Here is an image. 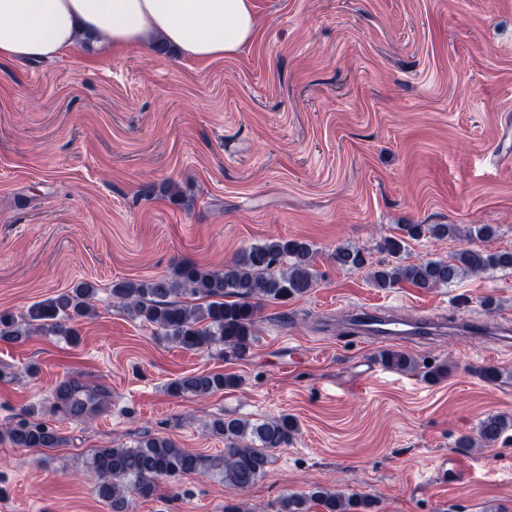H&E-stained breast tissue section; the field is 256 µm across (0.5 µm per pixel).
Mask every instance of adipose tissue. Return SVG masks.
I'll list each match as a JSON object with an SVG mask.
<instances>
[{
	"label": "adipose tissue",
	"mask_w": 512,
	"mask_h": 512,
	"mask_svg": "<svg viewBox=\"0 0 512 512\" xmlns=\"http://www.w3.org/2000/svg\"><path fill=\"white\" fill-rule=\"evenodd\" d=\"M255 35L250 0H0V60H45L160 38L179 57L219 60Z\"/></svg>",
	"instance_id": "obj_1"
}]
</instances>
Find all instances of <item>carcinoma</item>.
<instances>
[{
	"mask_svg": "<svg viewBox=\"0 0 512 512\" xmlns=\"http://www.w3.org/2000/svg\"><path fill=\"white\" fill-rule=\"evenodd\" d=\"M399 234L382 240L379 250L391 262L373 268V287L389 290L402 282L421 290L445 288L466 275L489 270H512V251H491L473 245L492 237L488 224L468 229V243L447 259H428L403 265L408 241L427 234L435 240L456 238V224H402ZM314 245L302 239L271 238L243 249L221 270L186 263L170 276L122 280L112 284V298L131 318L157 328L168 341L189 351L224 347V355L245 360L255 341V323L261 301L286 302L309 293L317 281ZM333 259L341 267H360L362 251L349 245L336 248ZM98 288L82 281L54 298L32 304L16 317L0 313V342L21 343L34 335L78 336L70 326L76 318L94 312ZM389 369L411 372L417 360L407 351L381 352ZM240 378L224 373L183 376L168 386L174 396L206 397L239 387ZM65 408L81 411L94 403L95 394L69 388L59 396ZM210 433L224 438V453L205 455L186 450L167 437L145 435L135 445L100 448L90 458L89 469L97 479L96 495L112 512H129L133 498H152L164 480L192 475H217L239 491L252 487L267 472L271 452L290 444L299 432L297 419L289 414L252 422L215 416L205 423ZM512 418L489 414L477 426V438L463 436L461 449L492 448L508 431ZM0 441L16 448H56L62 442L54 428L23 418L0 431ZM376 501L369 495L315 487L306 493L282 497L276 512H372Z\"/></svg>",
	"mask_w": 512,
	"mask_h": 512,
	"instance_id": "cac0c4a2",
	"label": "carcinoma"
}]
</instances>
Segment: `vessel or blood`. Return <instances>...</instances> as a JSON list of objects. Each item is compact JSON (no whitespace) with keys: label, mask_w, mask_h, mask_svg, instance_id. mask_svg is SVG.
Wrapping results in <instances>:
<instances>
[{"label":"vessel or blood","mask_w":512,"mask_h":512,"mask_svg":"<svg viewBox=\"0 0 512 512\" xmlns=\"http://www.w3.org/2000/svg\"><path fill=\"white\" fill-rule=\"evenodd\" d=\"M349 326L354 335L371 336L384 341L408 342L438 333L462 332L475 336H493L504 346L512 344V324L486 319L450 323L428 317L407 320L393 309L359 308L351 314Z\"/></svg>","instance_id":"vessel-or-blood-1"}]
</instances>
